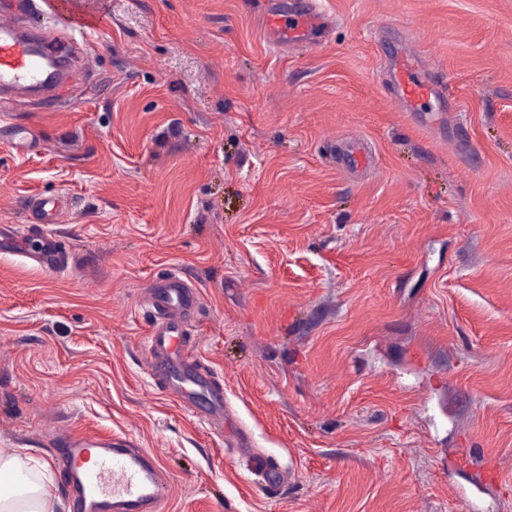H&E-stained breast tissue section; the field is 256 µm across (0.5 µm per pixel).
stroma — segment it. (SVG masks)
Returning a JSON list of instances; mask_svg holds the SVG:
<instances>
[{"mask_svg":"<svg viewBox=\"0 0 512 512\" xmlns=\"http://www.w3.org/2000/svg\"><path fill=\"white\" fill-rule=\"evenodd\" d=\"M317 2L312 47L267 42L271 0L23 19L68 73L0 111L42 145L0 135V225L38 250L30 201L63 197L69 265L0 250V448L48 463L61 512V432L151 453L159 512H512V0ZM383 42L447 77L450 111H399ZM169 271L198 291L183 350L224 391L220 430L147 369Z\"/></svg>","mask_w":512,"mask_h":512,"instance_id":"stroma-1","label":"stroma"}]
</instances>
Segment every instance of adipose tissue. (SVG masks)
Wrapping results in <instances>:
<instances>
[{"label":"adipose tissue","mask_w":512,"mask_h":512,"mask_svg":"<svg viewBox=\"0 0 512 512\" xmlns=\"http://www.w3.org/2000/svg\"><path fill=\"white\" fill-rule=\"evenodd\" d=\"M48 463L25 448H0V512H59Z\"/></svg>","instance_id":"adipose-tissue-1"}]
</instances>
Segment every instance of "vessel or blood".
Masks as SVG:
<instances>
[{"instance_id":"obj_1","label":"vessel or blood","mask_w":512,"mask_h":512,"mask_svg":"<svg viewBox=\"0 0 512 512\" xmlns=\"http://www.w3.org/2000/svg\"><path fill=\"white\" fill-rule=\"evenodd\" d=\"M62 14L65 0H14L15 9L0 10V104L17 97L36 99L56 92L59 75L44 42L21 27V15L31 14L36 2ZM273 39L292 41L324 34L328 22L310 0H301L294 13L283 14L271 5L267 14ZM391 98L405 112H418L431 101L443 99L446 82L402 49L386 59ZM39 264L60 270L58 242L45 235ZM196 303L195 294L174 274L160 280L149 300L153 325L147 338L149 371L162 378L185 406L206 398L213 415L224 411V392L208 373L183 358L181 338ZM59 457L68 481L75 512H157L166 479L154 458L132 445L86 437L60 436Z\"/></svg>"}]
</instances>
